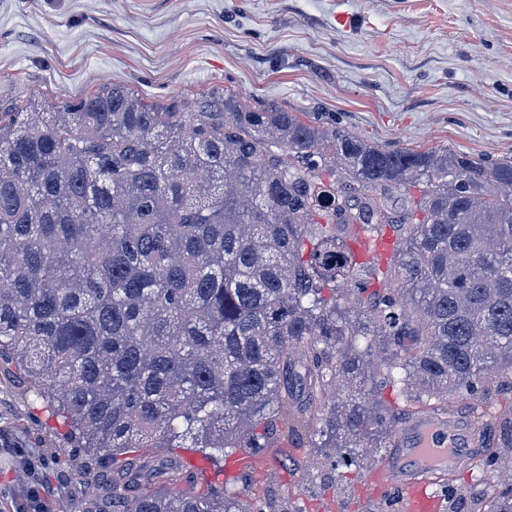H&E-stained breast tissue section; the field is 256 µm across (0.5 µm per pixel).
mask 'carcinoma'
I'll return each mask as SVG.
<instances>
[{"label":"carcinoma","mask_w":512,"mask_h":512,"mask_svg":"<svg viewBox=\"0 0 512 512\" xmlns=\"http://www.w3.org/2000/svg\"><path fill=\"white\" fill-rule=\"evenodd\" d=\"M391 229L396 249L351 243ZM0 361L112 460V512H264L178 455L310 433L344 479L403 413L512 376V156L384 150L226 93L159 111L114 84L0 118ZM393 395L390 400L387 395ZM472 483L512 512V415Z\"/></svg>","instance_id":"1"}]
</instances>
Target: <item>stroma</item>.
I'll list each match as a JSON object with an SVG mask.
<instances>
[{
    "label": "stroma",
    "instance_id": "stroma-1",
    "mask_svg": "<svg viewBox=\"0 0 512 512\" xmlns=\"http://www.w3.org/2000/svg\"><path fill=\"white\" fill-rule=\"evenodd\" d=\"M120 83L165 107L230 91L314 114L385 150L448 145L512 155V0H0V113ZM0 372V512H110L111 463L58 465L62 417ZM240 484L303 498L305 512H365L324 484L311 449Z\"/></svg>",
    "mask_w": 512,
    "mask_h": 512
}]
</instances>
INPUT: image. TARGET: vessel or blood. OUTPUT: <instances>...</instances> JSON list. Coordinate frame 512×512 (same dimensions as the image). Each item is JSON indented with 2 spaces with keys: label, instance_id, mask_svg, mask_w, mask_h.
Instances as JSON below:
<instances>
[{
  "label": "vessel or blood",
  "instance_id": "1",
  "mask_svg": "<svg viewBox=\"0 0 512 512\" xmlns=\"http://www.w3.org/2000/svg\"><path fill=\"white\" fill-rule=\"evenodd\" d=\"M485 439L472 419L431 409L412 413L393 436L389 452L369 480L371 493L401 494L404 512H439L437 485L461 466L480 460Z\"/></svg>",
  "mask_w": 512,
  "mask_h": 512
}]
</instances>
